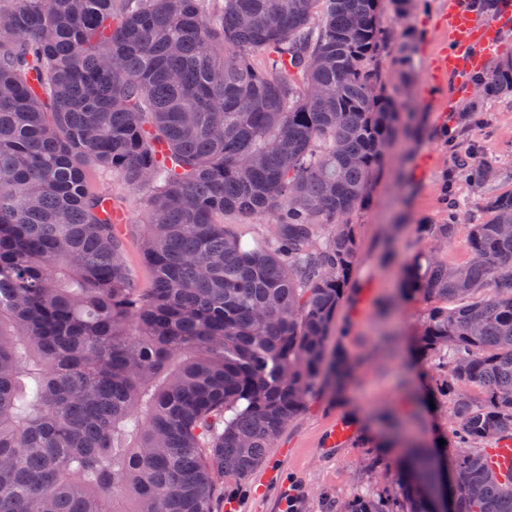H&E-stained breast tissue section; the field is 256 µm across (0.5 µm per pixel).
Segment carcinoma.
<instances>
[{
	"mask_svg": "<svg viewBox=\"0 0 512 512\" xmlns=\"http://www.w3.org/2000/svg\"><path fill=\"white\" fill-rule=\"evenodd\" d=\"M390 47L380 0L0 5V512H212L218 479L352 377L328 350L349 217L413 131L370 66ZM479 84L511 92L512 59ZM89 165L149 191L147 288ZM486 208L466 265L430 254L402 279L444 302L420 342L448 366L453 512H512L485 456L512 437V194ZM265 215L252 247L224 221ZM457 225L424 233L442 245ZM407 456L400 512H432V462Z\"/></svg>",
	"mask_w": 512,
	"mask_h": 512,
	"instance_id": "obj_1",
	"label": "carcinoma"
}]
</instances>
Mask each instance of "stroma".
<instances>
[{
  "label": "stroma",
  "instance_id": "35a3bbf8",
  "mask_svg": "<svg viewBox=\"0 0 512 512\" xmlns=\"http://www.w3.org/2000/svg\"><path fill=\"white\" fill-rule=\"evenodd\" d=\"M447 4L410 0L400 14L393 0L380 2L382 24L393 28L398 43L411 45L408 59L381 57L383 80L402 109L415 112L418 132L398 138L389 149L368 205L352 218L359 259L337 323L355 376L342 396L316 390L258 468L219 480L213 512H283L296 482L298 512H333L337 502L366 493L398 498L403 452L386 444L376 419L382 411L403 420L408 435L437 462L449 460L450 450L441 444L448 433L446 399L436 391L445 371L437 358L417 348L430 304L422 295L401 294L399 277L409 262L430 252L421 227L447 223L446 201L457 204L462 222L439 256L462 266L470 257V225L487 218L485 202L512 193V94L480 97L470 79L450 80L438 89L426 84L433 57L448 46V31L440 24ZM476 164L489 165L492 177L470 179L468 168ZM90 176L96 191L128 211L125 260L142 283H150L139 249L144 192L105 170H91ZM339 425L349 438L327 445L329 432Z\"/></svg>",
  "mask_w": 512,
  "mask_h": 512
}]
</instances>
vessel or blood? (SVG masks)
Wrapping results in <instances>:
<instances>
[{"label":"vessel or blood","instance_id":"b4317fda","mask_svg":"<svg viewBox=\"0 0 512 512\" xmlns=\"http://www.w3.org/2000/svg\"><path fill=\"white\" fill-rule=\"evenodd\" d=\"M447 21L449 47L429 74L436 84L450 78L463 81L469 72L485 65L488 50L498 45L501 36L497 23L478 19L461 0H448ZM487 465L499 478L512 476V439H503L490 449Z\"/></svg>","mask_w":512,"mask_h":512}]
</instances>
